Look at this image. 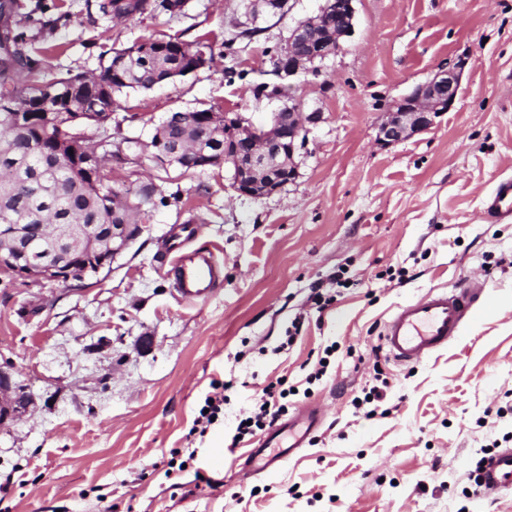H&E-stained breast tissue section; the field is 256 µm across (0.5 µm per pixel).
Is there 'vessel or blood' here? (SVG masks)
<instances>
[{"instance_id": "vessel-or-blood-1", "label": "vessel or blood", "mask_w": 512, "mask_h": 512, "mask_svg": "<svg viewBox=\"0 0 512 512\" xmlns=\"http://www.w3.org/2000/svg\"><path fill=\"white\" fill-rule=\"evenodd\" d=\"M486 221L493 224L512 222V177L498 180L483 209ZM183 242H172L160 257L181 300H208L221 282L222 266L214 250L204 249L184 254ZM485 299L484 283L474 281L452 291L430 290L417 300L397 305L384 324L382 345L388 356L402 365L420 362L434 355L460 336L473 321ZM320 423L317 409L299 410L288 422L275 426L247 455L243 469L252 474L277 470L296 451L306 447ZM276 449L273 457L265 449ZM484 493L512 494V448L501 450L482 473Z\"/></svg>"}]
</instances>
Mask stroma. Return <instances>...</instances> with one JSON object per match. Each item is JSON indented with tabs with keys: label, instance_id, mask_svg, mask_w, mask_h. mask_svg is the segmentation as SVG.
<instances>
[{
	"label": "stroma",
	"instance_id": "35a3bbf8",
	"mask_svg": "<svg viewBox=\"0 0 512 512\" xmlns=\"http://www.w3.org/2000/svg\"><path fill=\"white\" fill-rule=\"evenodd\" d=\"M38 1L17 0L15 26L48 51L51 77L93 71L102 51L150 37L212 43L204 69L120 98L123 122L109 133L144 142L179 108L275 111L255 88L278 84L283 37L324 4L290 0L229 52L239 0L121 22L97 0H63L67 19L52 31ZM355 7L340 51L290 82L324 117L294 183L251 198L227 166L183 175L133 155L113 164V186L162 192L111 270L65 285L0 279V361L31 399L0 423V512H512V495L474 483L484 451L512 432V223L482 219L493 182L512 175V0ZM460 58L452 109L428 131L377 144L389 103ZM187 222L199 226L192 248H216L223 262L205 302L180 300L155 262ZM473 276L486 299L447 349L412 367L381 351L398 304ZM316 288L325 310L309 301ZM281 377L296 389L288 412L317 405L321 425L277 474L242 477L260 438L233 443L238 420ZM227 379L223 419L194 433L213 383ZM381 379L378 413L366 416L357 401ZM181 461L187 469L170 471Z\"/></svg>",
	"mask_w": 512,
	"mask_h": 512
}]
</instances>
